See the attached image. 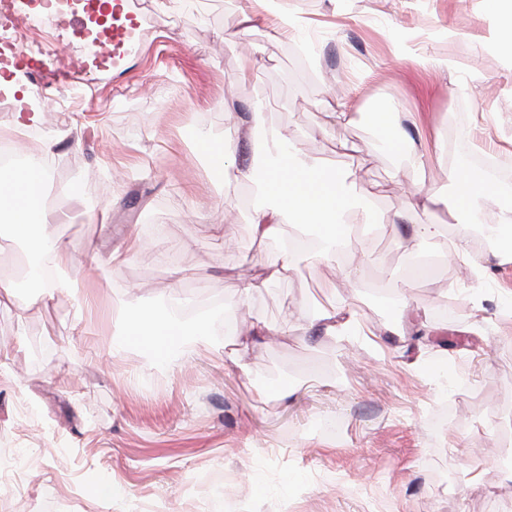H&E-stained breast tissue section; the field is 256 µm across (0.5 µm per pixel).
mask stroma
<instances>
[{"instance_id":"stroma-1","label":"stroma","mask_w":512,"mask_h":512,"mask_svg":"<svg viewBox=\"0 0 512 512\" xmlns=\"http://www.w3.org/2000/svg\"><path fill=\"white\" fill-rule=\"evenodd\" d=\"M136 4L145 24L121 56L77 74L78 111L32 94L26 70L0 69V87L40 115L23 126L0 110V142L26 141L51 171L45 220L86 290L0 302V512H512V261L475 247L473 220L443 207L431 216L443 244L428 247L403 193L419 179L444 191L449 168L491 165L498 189L476 221L497 225L512 206L501 17L485 0H290L302 24L284 37L255 21L257 67L242 81L225 36L252 0ZM83 29L28 36L52 43V68L87 60ZM393 112L417 118L407 132L426 174L385 144ZM274 128L306 158L357 171L377 222L356 225V249L335 263L302 260L241 306L244 280L280 246L252 240L244 203ZM205 136L223 139L227 179ZM103 208L108 222L94 223ZM134 231L152 245L113 262ZM459 240L468 262L444 254ZM427 247L432 260L411 269ZM172 297L229 306L232 330L210 324L176 367L135 345L113 357V309ZM340 302L370 337L246 333ZM447 306L454 317L440 319ZM92 477L114 487L111 502L93 496Z\"/></svg>"}]
</instances>
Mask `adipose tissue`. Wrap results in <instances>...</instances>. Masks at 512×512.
<instances>
[{
  "instance_id": "1",
  "label": "adipose tissue",
  "mask_w": 512,
  "mask_h": 512,
  "mask_svg": "<svg viewBox=\"0 0 512 512\" xmlns=\"http://www.w3.org/2000/svg\"><path fill=\"white\" fill-rule=\"evenodd\" d=\"M254 180L265 196L264 203L252 215L255 237H275L284 224L316 227L320 244L308 254L320 263L334 262L337 251L349 244L345 230L347 214L356 211L364 216L369 210L366 200L358 193L355 172L330 170L301 159L296 145L279 131L271 132L266 167ZM448 184L454 190L450 197L423 182L409 191L418 218V233L435 244L440 241L442 228L428 221L430 209L447 204L456 213L472 216L479 211L482 201L496 191L495 184L485 175L466 167L449 169ZM41 202L42 185L30 178L27 171L13 167L0 173V214L9 217L14 234L24 238L34 252L49 256L53 267L59 271L55 287L79 292L78 280L68 274L72 267L71 256L64 244L51 240L49 227L43 221ZM303 254L306 253L299 246L284 242L277 260L264 268L261 277L240 288L239 304H248L257 289L286 279ZM309 322L341 342L351 341L362 331V322L354 308L335 307L326 311H305L274 328L259 323L253 326L252 333L284 336L289 330L304 327ZM117 325L122 341L115 345L114 354H121L125 344L136 342L148 358L164 363L177 359L178 339L207 333L202 321L189 328L170 314L125 308L118 312Z\"/></svg>"
}]
</instances>
